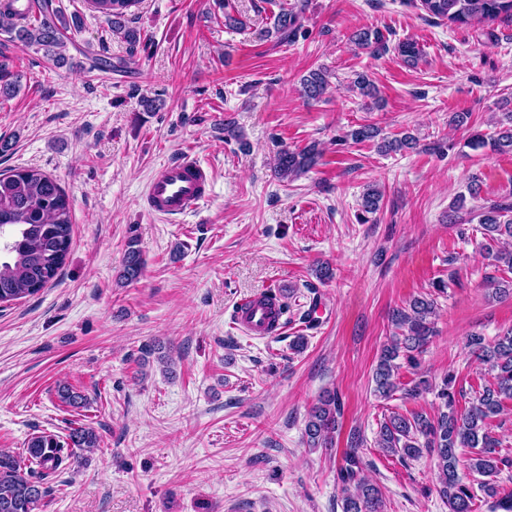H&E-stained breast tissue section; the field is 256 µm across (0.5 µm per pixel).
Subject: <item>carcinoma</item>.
Here are the masks:
<instances>
[{
  "label": "carcinoma",
  "mask_w": 512,
  "mask_h": 512,
  "mask_svg": "<svg viewBox=\"0 0 512 512\" xmlns=\"http://www.w3.org/2000/svg\"><path fill=\"white\" fill-rule=\"evenodd\" d=\"M92 11L112 23V31L121 35L135 52L141 41V31L125 25V17L134 15L141 0H85ZM17 0H0V30L8 37L0 44V95L11 96L19 80L4 62V49L36 46L44 50V57L54 64L64 63L66 32L71 29L63 13L53 6V0H28L27 12L17 13L12 6ZM422 9L429 15L455 25H470L493 21L501 16L512 17V0H422ZM302 10L283 11L277 16L274 28L278 39L288 40L293 34ZM351 41L363 48L378 51L385 48L382 36L367 31L357 32ZM328 87L326 75L318 70L302 80L304 94L316 99ZM508 126L499 127L491 134L475 133L470 145L487 147L496 153L512 152V112L506 113ZM377 130L361 125L346 132L345 138L365 142L375 138ZM416 146L413 136L385 141L380 149L397 152ZM320 150L314 144L302 149L283 148L276 157L278 174L283 178L301 175L317 163ZM486 243L502 236L512 237V206L497 205L479 214ZM72 239V214L69 196L51 175L36 168H14L0 172V304L32 295L51 283L58 275L69 253ZM142 259L135 242L125 258L122 278L138 279L142 273ZM435 313V299L415 298L409 308L394 313L393 322L401 335L385 345L374 371L376 392L390 399L398 391L407 398H415L428 388L420 380L409 388L397 382L400 363L414 368L435 336L431 318ZM490 370L495 382L483 388L477 402L464 410L455 401L456 376L448 372L442 378L438 398L442 409L430 415L414 412L407 417L395 414L380 425L378 443L387 452L401 458L414 459L426 452L436 460L439 473L440 497L448 512H474L476 495L470 476L478 475L479 490L496 500V507L512 512V498L498 497L496 478L501 466L508 460L496 454L500 441L487 427V420L501 413L504 401L512 399V329L486 341L479 333L469 335L466 343ZM59 400L72 407H80L83 395L64 384L57 388ZM341 415L340 397L335 392L324 394L309 411L305 424L307 446L330 448L333 445L338 418ZM363 440L352 433L342 462L337 469L341 485L342 512H383L384 501L379 487L363 475L364 461L360 454ZM98 447V436L89 427L73 428L66 440L56 434L43 432L31 437L27 444V460L0 450V512H34L47 493L44 484L49 478L68 468V462L78 459L74 449ZM471 448L473 456L468 471L459 469L458 449Z\"/></svg>",
  "instance_id": "obj_1"
}]
</instances>
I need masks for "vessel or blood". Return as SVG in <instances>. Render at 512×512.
Segmentation results:
<instances>
[{
  "instance_id": "1",
  "label": "vessel or blood",
  "mask_w": 512,
  "mask_h": 512,
  "mask_svg": "<svg viewBox=\"0 0 512 512\" xmlns=\"http://www.w3.org/2000/svg\"><path fill=\"white\" fill-rule=\"evenodd\" d=\"M211 171L192 154L162 164L150 178L145 196L150 212L162 218L185 214L204 202L210 192ZM268 307L260 302L259 295L239 300L233 323L253 336L263 335L269 320Z\"/></svg>"
}]
</instances>
